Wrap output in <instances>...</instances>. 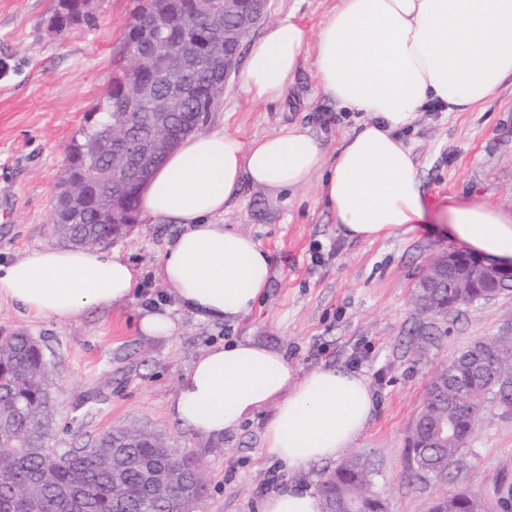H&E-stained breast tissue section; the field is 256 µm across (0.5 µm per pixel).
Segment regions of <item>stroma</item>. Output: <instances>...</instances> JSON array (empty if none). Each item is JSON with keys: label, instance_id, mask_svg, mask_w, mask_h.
I'll use <instances>...</instances> for the list:
<instances>
[{"label": "stroma", "instance_id": "35a3bbf8", "mask_svg": "<svg viewBox=\"0 0 512 512\" xmlns=\"http://www.w3.org/2000/svg\"><path fill=\"white\" fill-rule=\"evenodd\" d=\"M139 0H94V25L67 38L50 33L55 0H0V261L58 246L53 211L67 166L66 147L104 95L112 70L131 64L123 34ZM337 0H268L265 23L294 17L307 31L306 62L285 99L252 101L232 75L204 130L225 129L242 141L296 124L309 127L333 160L360 117L337 108L315 78V40ZM411 147L431 211L450 198L512 211V77L497 97L471 112L431 106L400 133ZM268 252L273 274L258 306L236 324L203 322L177 308L158 276L159 260L179 225L138 217L111 248L140 271L132 300L74 320H36L0 303V335L22 329L51 363L54 427L50 444L79 448L111 427L140 426L189 452L208 492L201 512H261L279 485H318L336 461L288 469L263 453L265 408L216 439L180 427L169 414L177 386L207 348L234 337L285 351L301 371L333 367L362 376L375 400L372 420L352 445L367 456L388 512H422L458 488L495 500L512 486V412L486 407L446 479L409 484L407 445L434 373L477 341L512 336V292L429 317L413 304L414 284L433 256L458 249L443 225L374 242L350 241L322 200L318 177L273 194L242 183L220 218ZM170 309L168 338L142 335L140 309Z\"/></svg>", "mask_w": 512, "mask_h": 512}]
</instances>
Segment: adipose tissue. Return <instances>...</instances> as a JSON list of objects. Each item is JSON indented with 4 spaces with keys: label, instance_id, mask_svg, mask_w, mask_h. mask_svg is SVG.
I'll return each instance as SVG.
<instances>
[{
    "label": "adipose tissue",
    "instance_id": "ef3b65f1",
    "mask_svg": "<svg viewBox=\"0 0 512 512\" xmlns=\"http://www.w3.org/2000/svg\"><path fill=\"white\" fill-rule=\"evenodd\" d=\"M306 39L290 17L264 30L241 73L252 100L283 98L306 62ZM315 66L337 107L364 116L332 161L299 125L247 143L205 131L184 138L140 191L143 216L181 227L160 258L159 276L198 320L249 314L271 276L259 243L215 221L242 182L278 193L320 174L321 196L351 240L388 238L426 220L428 202L398 132L423 108L470 112L497 96L512 76V0H339L316 34ZM447 214L452 239L483 257L512 260V214L462 200L451 201ZM139 277L109 249L33 248L0 263V302L36 318L71 320L129 300ZM270 404L264 453L291 468L336 458L374 411L360 375L325 367L303 373L284 351L250 339L202 352L170 410L182 427L220 437ZM262 512L325 506L313 486L290 482L266 496Z\"/></svg>",
    "mask_w": 512,
    "mask_h": 512
}]
</instances>
